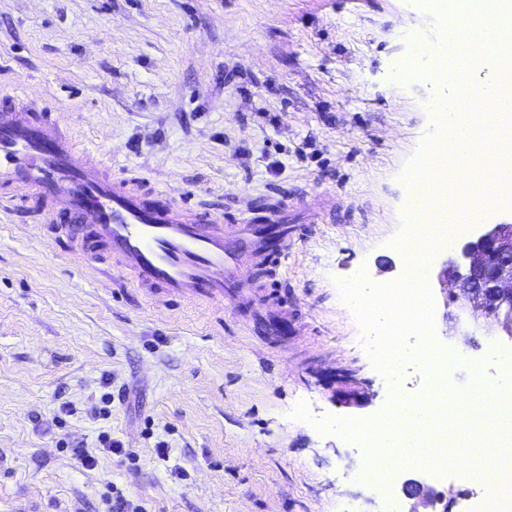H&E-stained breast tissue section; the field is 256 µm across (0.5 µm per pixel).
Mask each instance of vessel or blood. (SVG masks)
<instances>
[{
    "label": "vessel or blood",
    "instance_id": "1",
    "mask_svg": "<svg viewBox=\"0 0 512 512\" xmlns=\"http://www.w3.org/2000/svg\"><path fill=\"white\" fill-rule=\"evenodd\" d=\"M21 208L47 224L66 254L92 264L109 259L140 288L206 302L243 299L252 272L277 263L288 247L280 223L293 200L251 207L239 223L216 209L177 202L161 187L116 180L80 148L42 103L0 106V207ZM254 332L275 338L287 317L253 321Z\"/></svg>",
    "mask_w": 512,
    "mask_h": 512
}]
</instances>
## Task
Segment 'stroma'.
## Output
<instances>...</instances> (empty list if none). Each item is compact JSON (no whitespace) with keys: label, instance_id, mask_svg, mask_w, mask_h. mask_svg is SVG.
Wrapping results in <instances>:
<instances>
[{"label":"stroma","instance_id":"1","mask_svg":"<svg viewBox=\"0 0 512 512\" xmlns=\"http://www.w3.org/2000/svg\"><path fill=\"white\" fill-rule=\"evenodd\" d=\"M420 40L437 42L422 0H0V95L41 99L113 173L230 214L286 197L325 214L268 273L287 304L239 309L115 287L0 211V512H109L117 491L143 512H387L361 450L316 424L435 399L417 365L376 369L340 290L403 276L401 175L436 88L396 73ZM433 205L469 212L472 241L512 224L492 185ZM450 258L429 262L434 344L452 387L487 390L504 376L486 351L512 340L447 307ZM283 308L294 331L251 335Z\"/></svg>","mask_w":512,"mask_h":512}]
</instances>
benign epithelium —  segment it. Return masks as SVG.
Returning a JSON list of instances; mask_svg holds the SVG:
<instances>
[{
    "label": "benign epithelium",
    "instance_id": "7a95c632",
    "mask_svg": "<svg viewBox=\"0 0 512 512\" xmlns=\"http://www.w3.org/2000/svg\"><path fill=\"white\" fill-rule=\"evenodd\" d=\"M462 257L465 263L449 261L444 269V279L459 288L449 301H463L476 317L485 319L487 331L512 340V224L495 225L468 244ZM405 495L412 500L409 512L438 504L443 505L441 512H450L451 502L418 481L405 484Z\"/></svg>",
    "mask_w": 512,
    "mask_h": 512
}]
</instances>
